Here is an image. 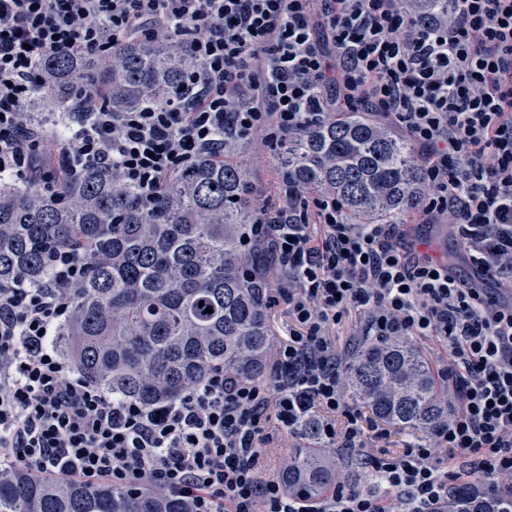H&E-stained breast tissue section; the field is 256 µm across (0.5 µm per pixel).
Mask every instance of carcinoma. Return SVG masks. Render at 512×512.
Returning a JSON list of instances; mask_svg holds the SVG:
<instances>
[{"label": "carcinoma", "mask_w": 512, "mask_h": 512, "mask_svg": "<svg viewBox=\"0 0 512 512\" xmlns=\"http://www.w3.org/2000/svg\"><path fill=\"white\" fill-rule=\"evenodd\" d=\"M413 21L448 23V0H404ZM90 55L59 52L43 67V86L22 106L26 124L47 130L84 108V99L112 112L163 105L196 68L178 37L149 41L133 33L86 89ZM248 143H224L171 176L150 208L115 170L66 175L46 159L53 184L0 179V283L39 282L49 255L78 247L87 264L72 314L56 347L102 389L145 406L177 401L215 367L236 379L263 380L271 338L265 298L270 284L260 249L239 240L254 223L253 189L244 156ZM278 168L299 192L339 200L357 224H395L417 213L429 185L412 142L364 108H344L288 134ZM257 269L252 281L243 276ZM212 308L207 313L205 309ZM346 398L379 420L417 436L448 421L453 407L412 338L378 342L357 336L343 352ZM298 434L307 446L288 454L281 478L294 493L315 497L344 471H363L350 456L323 444L315 419ZM448 512H508L512 502L474 484L448 490ZM0 512H193L189 500L137 493L100 481L57 480L21 469L0 471Z\"/></svg>", "instance_id": "carcinoma-1"}]
</instances>
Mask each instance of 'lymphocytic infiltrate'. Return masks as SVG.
Segmentation results:
<instances>
[{
  "label": "lymphocytic infiltrate",
  "mask_w": 512,
  "mask_h": 512,
  "mask_svg": "<svg viewBox=\"0 0 512 512\" xmlns=\"http://www.w3.org/2000/svg\"><path fill=\"white\" fill-rule=\"evenodd\" d=\"M448 24L418 27L403 0H0V177L44 182L52 149L85 168L115 169L151 206L170 177L224 137L262 134L278 148L329 102L368 107L425 157L418 223L444 224L467 259L496 275L512 258V0H450ZM138 31L186 40L198 69L166 104L100 109L45 137L22 104L61 51L106 59ZM254 199L244 250L264 244L289 280L269 289L296 329L267 379L213 369L174 403L149 409L113 396L55 348L86 276L71 249L51 276L0 284V470L108 480L190 499L194 512H448L458 482L512 477V308L417 250L401 224H356L343 204L282 188ZM321 226L311 240L309 223ZM378 340L437 343L452 417L397 452L386 429L351 405L324 330L348 308ZM315 417L327 447L357 452L385 484L377 495L338 477L323 495L288 492L268 451Z\"/></svg>",
  "instance_id": "lymphocytic-infiltrate-1"
}]
</instances>
